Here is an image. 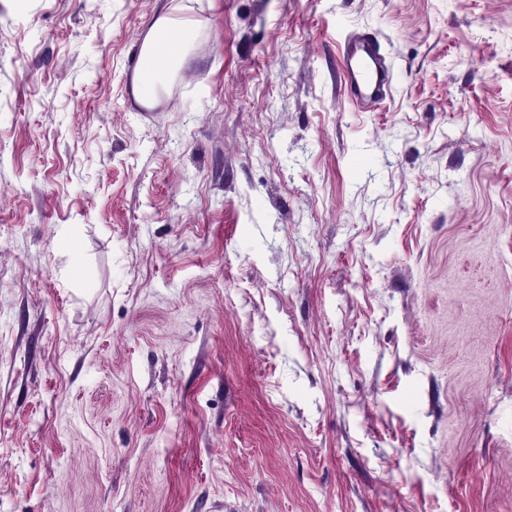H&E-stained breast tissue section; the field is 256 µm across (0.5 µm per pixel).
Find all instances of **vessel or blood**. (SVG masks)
I'll use <instances>...</instances> for the list:
<instances>
[{
    "label": "vessel or blood",
    "instance_id": "vessel-or-blood-1",
    "mask_svg": "<svg viewBox=\"0 0 512 512\" xmlns=\"http://www.w3.org/2000/svg\"><path fill=\"white\" fill-rule=\"evenodd\" d=\"M341 87L347 98L366 112L375 111L391 93L393 70L378 37L352 32L338 45Z\"/></svg>",
    "mask_w": 512,
    "mask_h": 512
}]
</instances>
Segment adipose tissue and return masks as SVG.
<instances>
[{"label": "adipose tissue", "mask_w": 512, "mask_h": 512, "mask_svg": "<svg viewBox=\"0 0 512 512\" xmlns=\"http://www.w3.org/2000/svg\"><path fill=\"white\" fill-rule=\"evenodd\" d=\"M188 23L170 15L159 16L145 34L140 48V64L133 77V90L137 101L144 106L152 105L158 98V86L164 75L174 69L183 54L182 49L158 53V45L171 33H190Z\"/></svg>", "instance_id": "ef3b65f1"}]
</instances>
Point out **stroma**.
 <instances>
[{"instance_id":"stroma-1","label":"stroma","mask_w":512,"mask_h":512,"mask_svg":"<svg viewBox=\"0 0 512 512\" xmlns=\"http://www.w3.org/2000/svg\"><path fill=\"white\" fill-rule=\"evenodd\" d=\"M0 512H512V0H0ZM191 28L169 14L159 16L145 34L140 48V64L133 77L136 100L143 106H151L158 98V86L164 75L174 69L189 42ZM172 32H183L185 37L180 45L166 53L157 54L158 45ZM147 84L149 90L145 91ZM341 88L364 112H373L390 96L393 70L378 37L371 32H351L338 44Z\"/></svg>"}]
</instances>
